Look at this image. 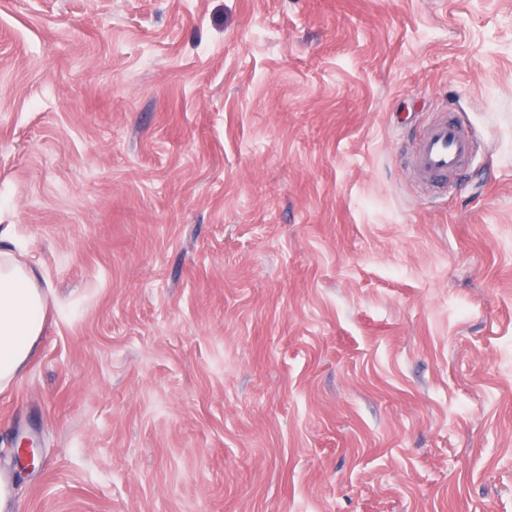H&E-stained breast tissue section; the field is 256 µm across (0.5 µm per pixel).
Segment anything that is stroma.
<instances>
[{"mask_svg": "<svg viewBox=\"0 0 512 512\" xmlns=\"http://www.w3.org/2000/svg\"><path fill=\"white\" fill-rule=\"evenodd\" d=\"M2 225L13 512H512V0H0ZM472 155L469 132L452 115L441 113L422 131L410 155L417 179L433 188L444 186L448 174L466 167ZM47 311L36 273L0 251V389L10 385L27 365Z\"/></svg>", "mask_w": 512, "mask_h": 512, "instance_id": "1", "label": "stroma"}]
</instances>
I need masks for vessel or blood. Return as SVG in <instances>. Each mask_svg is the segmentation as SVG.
Returning a JSON list of instances; mask_svg holds the SVG:
<instances>
[{
	"instance_id": "1",
	"label": "vessel or blood",
	"mask_w": 512,
	"mask_h": 512,
	"mask_svg": "<svg viewBox=\"0 0 512 512\" xmlns=\"http://www.w3.org/2000/svg\"><path fill=\"white\" fill-rule=\"evenodd\" d=\"M472 155L469 132L452 115L439 114L422 131L410 155V165L424 185L444 186L449 174L466 167Z\"/></svg>"
}]
</instances>
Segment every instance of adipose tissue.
<instances>
[{
  "label": "adipose tissue",
  "mask_w": 512,
  "mask_h": 512,
  "mask_svg": "<svg viewBox=\"0 0 512 512\" xmlns=\"http://www.w3.org/2000/svg\"><path fill=\"white\" fill-rule=\"evenodd\" d=\"M47 304L36 273L0 252V389L23 371L42 334Z\"/></svg>",
  "instance_id": "obj_1"
}]
</instances>
